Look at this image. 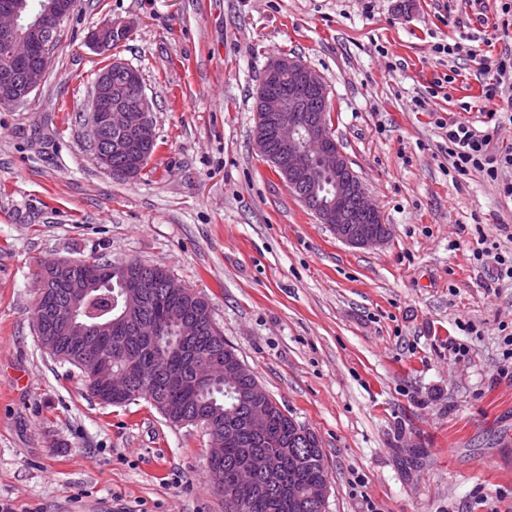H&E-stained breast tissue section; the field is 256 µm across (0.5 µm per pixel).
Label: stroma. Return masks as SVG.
<instances>
[{"label":"stroma","instance_id":"35a3bbf8","mask_svg":"<svg viewBox=\"0 0 512 512\" xmlns=\"http://www.w3.org/2000/svg\"><path fill=\"white\" fill-rule=\"evenodd\" d=\"M484 2L481 21L470 0H76L41 85L0 105V501L224 512L203 428L143 399L101 403L37 342L40 261L101 258L164 267L207 297L225 341L318 436L326 512H512V282L472 259L485 241L512 250V199L482 174L452 179L435 125L488 128L482 60L512 42L499 0ZM108 19L133 22L114 55L155 105L138 180L85 138L107 62L85 37ZM283 54L324 76L383 246L338 240L256 151L260 77Z\"/></svg>","mask_w":512,"mask_h":512}]
</instances>
